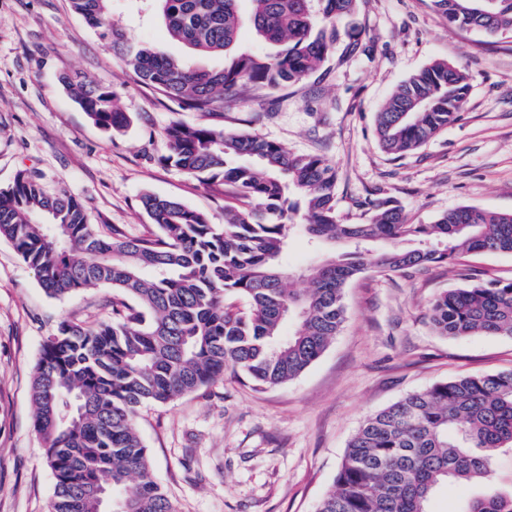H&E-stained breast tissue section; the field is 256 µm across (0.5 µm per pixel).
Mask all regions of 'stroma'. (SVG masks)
<instances>
[{"label":"stroma","instance_id":"1","mask_svg":"<svg viewBox=\"0 0 512 512\" xmlns=\"http://www.w3.org/2000/svg\"><path fill=\"white\" fill-rule=\"evenodd\" d=\"M112 14L139 44L164 41L150 6L112 0ZM360 48L339 42L325 66L291 88L273 110L249 98L201 117L174 113L128 83L111 52L69 0H0V188L31 169L44 188L81 200L102 230L130 237L154 229L146 194L178 199L224 221V190L162 160L175 119L247 132L318 154L338 173L336 209L366 221V199L395 198L412 224L468 205L512 212V38L448 28L424 0H358ZM166 49L219 69L220 55L182 44ZM444 59L470 74L459 118L419 150L397 158L377 140L375 114L395 87ZM82 72L112 86L129 117L104 133L60 79ZM324 258L295 233L283 257L293 285ZM512 279V254L459 257L397 273L367 272L345 289V322L324 354L295 379L254 389L225 372L208 389L142 407L135 429L176 512H315L364 418L432 384L512 368V339H449L428 323L430 301L473 280ZM112 318V291L49 297L14 248L0 241V512H49L54 478L33 425L31 375L47 336L65 320Z\"/></svg>","mask_w":512,"mask_h":512}]
</instances>
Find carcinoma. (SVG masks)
Wrapping results in <instances>:
<instances>
[{"label": "carcinoma", "mask_w": 512, "mask_h": 512, "mask_svg": "<svg viewBox=\"0 0 512 512\" xmlns=\"http://www.w3.org/2000/svg\"><path fill=\"white\" fill-rule=\"evenodd\" d=\"M135 84L175 111L202 116L249 93L262 106L320 70L343 37L358 48V0H150L165 35L189 49L224 55L203 70L161 45L129 40L112 0H69ZM448 27L512 37V0H427ZM271 51H239L243 26ZM107 133L128 120L112 88L63 78ZM469 73L434 60L402 81L375 115L381 148L402 157L445 130L465 106ZM162 160L235 201L224 223L169 197L142 205L157 232L108 235L86 206L50 194L19 171L0 188V240L10 242L47 295L113 291L112 321H63L46 337L31 382L34 427L54 480L50 512H175L156 481L133 419L139 408L210 387L228 369L258 388L284 384L315 362L345 320L344 291L369 270L400 272L451 264L460 254H512V213L460 206L431 224H410L397 201L364 203L368 218L336 215V168L239 131L172 121ZM328 250L294 288L282 265L295 229ZM432 330L452 339L512 338V279L471 283L431 302ZM293 326L288 335L282 328ZM512 456V370L437 382L370 414L350 439L316 512H429L452 482L479 486L461 512H512V488L497 486L494 461Z\"/></svg>", "instance_id": "1"}]
</instances>
